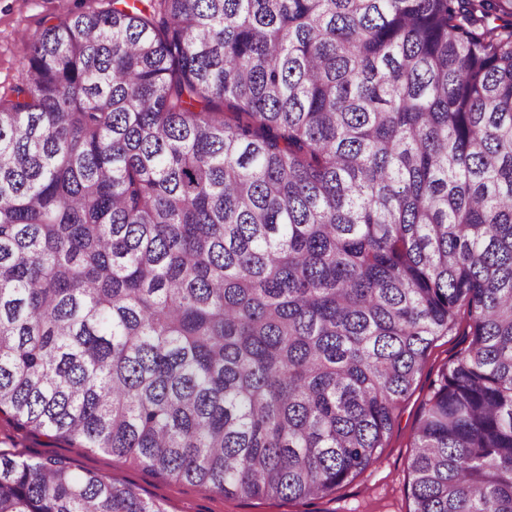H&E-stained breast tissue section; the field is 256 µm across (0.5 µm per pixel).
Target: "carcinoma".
<instances>
[{"mask_svg":"<svg viewBox=\"0 0 512 512\" xmlns=\"http://www.w3.org/2000/svg\"><path fill=\"white\" fill-rule=\"evenodd\" d=\"M23 59L0 414L226 498L322 499L465 306L413 512H512V0H107ZM0 512L165 510L0 453Z\"/></svg>","mask_w":512,"mask_h":512,"instance_id":"carcinoma-1","label":"carcinoma"}]
</instances>
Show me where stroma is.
<instances>
[{
    "label": "stroma",
    "instance_id": "35a3bbf8",
    "mask_svg": "<svg viewBox=\"0 0 512 512\" xmlns=\"http://www.w3.org/2000/svg\"><path fill=\"white\" fill-rule=\"evenodd\" d=\"M105 0H0V97L10 98L24 75L23 48L63 13L101 9ZM466 325L440 337L400 409L378 461L328 497L316 500L233 498L176 482L102 451L19 428L0 415V452L21 460H63L76 472H92L134 487L166 512H413L410 458L418 418L430 384L469 343Z\"/></svg>",
    "mask_w": 512,
    "mask_h": 512
}]
</instances>
